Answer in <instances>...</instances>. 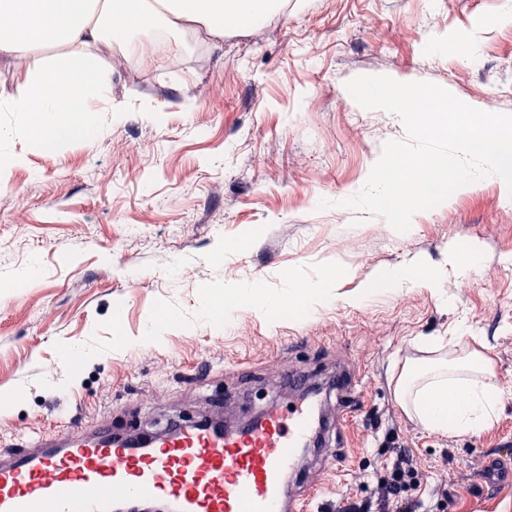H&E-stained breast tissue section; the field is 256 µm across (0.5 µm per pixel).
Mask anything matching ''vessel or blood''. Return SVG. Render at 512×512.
<instances>
[{
    "label": "vessel or blood",
    "mask_w": 512,
    "mask_h": 512,
    "mask_svg": "<svg viewBox=\"0 0 512 512\" xmlns=\"http://www.w3.org/2000/svg\"><path fill=\"white\" fill-rule=\"evenodd\" d=\"M316 431L305 402L239 427L196 418L130 438L73 425L0 455V512H307L292 488Z\"/></svg>",
    "instance_id": "b4317fda"
}]
</instances>
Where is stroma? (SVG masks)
<instances>
[{
  "instance_id": "1",
  "label": "stroma",
  "mask_w": 512,
  "mask_h": 512,
  "mask_svg": "<svg viewBox=\"0 0 512 512\" xmlns=\"http://www.w3.org/2000/svg\"><path fill=\"white\" fill-rule=\"evenodd\" d=\"M499 10L497 0H288L259 36L228 33L216 47L169 35L177 72L164 56L116 64L119 48L99 44L114 109L99 113L98 132L39 143L0 112L13 130L0 148L19 158L0 171V392L20 393L0 407V448L73 420L117 433L191 415L236 424L292 400L285 367L325 375L341 362L355 375L351 407L319 394L342 420L335 463L303 462L322 512L369 495L392 445L447 483V512H512L511 484L476 481L485 456L512 458V191L486 179L416 213L404 234L340 204L384 143L405 136L397 115L360 107L348 80L428 81L512 114V23ZM475 246L480 258L458 276L449 253ZM339 269L314 310L245 306L228 323L208 305L226 284L277 295ZM420 269L435 287L412 285ZM392 271L408 286L386 291ZM155 321L159 342L118 350ZM436 337L444 351L488 358L507 393L479 432H431L395 398L400 370Z\"/></svg>"
}]
</instances>
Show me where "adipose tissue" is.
Listing matches in <instances>:
<instances>
[{"label":"adipose tissue","instance_id":"adipose-tissue-1","mask_svg":"<svg viewBox=\"0 0 512 512\" xmlns=\"http://www.w3.org/2000/svg\"><path fill=\"white\" fill-rule=\"evenodd\" d=\"M279 0H0V57L34 55L21 95L8 111L21 113L31 139L61 140L96 127L95 103L112 98V70L95 48L127 43L131 34L157 25L172 34L201 31L221 44L226 27L275 12ZM55 55L43 56L44 48ZM332 279L294 283L268 298L262 285L217 289L226 313L248 306L299 304L316 309L330 301ZM395 395L431 431L448 435L486 428L505 398L478 355L406 366Z\"/></svg>","mask_w":512,"mask_h":512}]
</instances>
